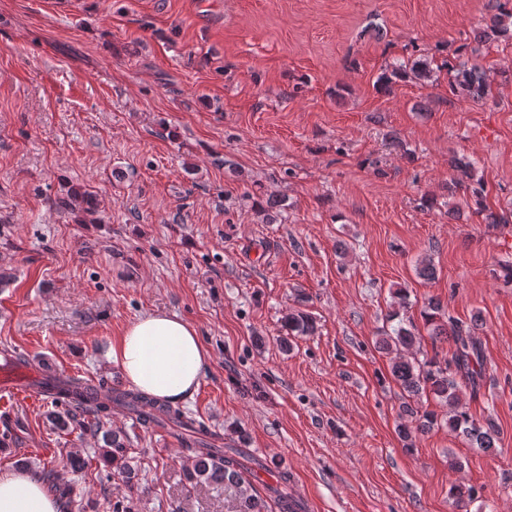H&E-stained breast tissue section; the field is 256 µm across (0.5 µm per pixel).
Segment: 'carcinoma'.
Returning <instances> with one entry per match:
<instances>
[{
  "label": "carcinoma",
  "instance_id": "carcinoma-1",
  "mask_svg": "<svg viewBox=\"0 0 512 512\" xmlns=\"http://www.w3.org/2000/svg\"><path fill=\"white\" fill-rule=\"evenodd\" d=\"M512 0H489L486 10L490 13L489 22L478 32L475 39L479 43H491L495 39L512 33ZM465 49L459 48L456 56L436 63L428 57H420L407 65L393 67L391 73H382L377 80V89L388 93L393 80L414 78L422 82H434L438 74L447 71L451 75L452 91L482 100L492 92L493 77L490 71L471 63L464 58ZM453 177L448 183V193L463 191L469 194L472 202L470 209L476 216H485L492 224H507L509 219L488 211L486 189L482 178L475 172L474 162L467 157H459L453 163ZM71 205L82 211L96 212L93 195L87 191H71ZM443 303L431 298L425 306L422 317L429 329L434 355L423 362L413 361L402 355V351L412 349L418 336L411 328L398 324L377 340L380 350L396 352L390 366V372L397 384L408 397H431L447 407L445 424L472 448L489 451L496 447L498 430L491 422H476L461 402L460 385L465 384L475 390L486 374V358L481 345L474 338V326L464 325L453 318L443 320ZM285 327L290 336H307L314 332L313 319L301 312H291L284 318ZM450 344V356L439 358L438 345ZM85 381L72 377L61 382V394L70 393L92 402L86 412L95 420V431H103L105 459L116 465L118 472L131 478L132 470L125 461L126 445L112 430H103V419L112 415V410L123 409L135 416L141 426L150 428L166 422L173 423L186 432L195 435L189 440L187 479L191 483L205 482L216 490L233 489L241 500L239 512H291L288 505V474L273 462L256 460L243 448H218L216 438L205 439L208 435L203 425L171 405H163L156 399L140 392H119L102 401L86 394ZM404 412L411 416L413 425L402 424L398 434L404 447L415 446L418 436L429 433L438 425V414L434 411L404 405ZM265 471L273 476L275 483L263 484V491L253 487L250 478L258 477ZM473 487L453 486L450 489L451 505L458 510L465 502L474 498Z\"/></svg>",
  "mask_w": 512,
  "mask_h": 512
}]
</instances>
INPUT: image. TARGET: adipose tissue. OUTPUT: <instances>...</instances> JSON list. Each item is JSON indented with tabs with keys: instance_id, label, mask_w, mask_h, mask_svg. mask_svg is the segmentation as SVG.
<instances>
[{
	"instance_id": "adipose-tissue-1",
	"label": "adipose tissue",
	"mask_w": 512,
	"mask_h": 512,
	"mask_svg": "<svg viewBox=\"0 0 512 512\" xmlns=\"http://www.w3.org/2000/svg\"><path fill=\"white\" fill-rule=\"evenodd\" d=\"M135 389L161 400L191 396L209 366L198 330L174 314L148 312L132 321L109 350ZM0 512H60L42 480L24 469L0 471Z\"/></svg>"
}]
</instances>
